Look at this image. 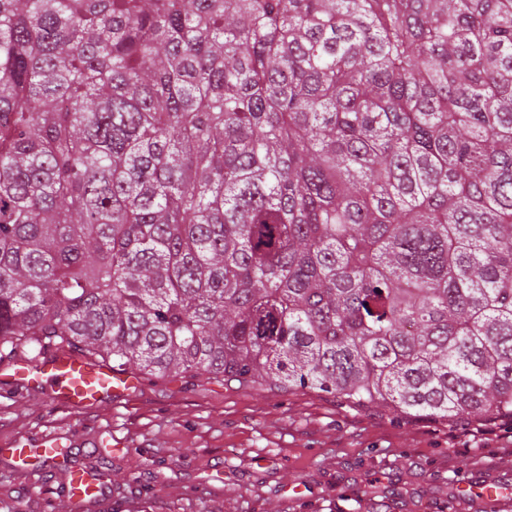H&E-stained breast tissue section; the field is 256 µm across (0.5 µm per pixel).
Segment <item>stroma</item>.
<instances>
[{
    "label": "stroma",
    "mask_w": 512,
    "mask_h": 512,
    "mask_svg": "<svg viewBox=\"0 0 512 512\" xmlns=\"http://www.w3.org/2000/svg\"><path fill=\"white\" fill-rule=\"evenodd\" d=\"M48 433L108 479L87 512H131L135 501L143 512H512V441L353 410L312 390L143 377L101 407L73 410L37 389L0 387V450ZM63 469L44 467L31 484L0 453V512H72ZM488 483L497 502L481 496Z\"/></svg>",
    "instance_id": "35a3bbf8"
}]
</instances>
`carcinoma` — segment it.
<instances>
[{"label": "carcinoma", "mask_w": 512, "mask_h": 512, "mask_svg": "<svg viewBox=\"0 0 512 512\" xmlns=\"http://www.w3.org/2000/svg\"><path fill=\"white\" fill-rule=\"evenodd\" d=\"M512 415V0H0V363Z\"/></svg>", "instance_id": "cac0c4a2"}]
</instances>
